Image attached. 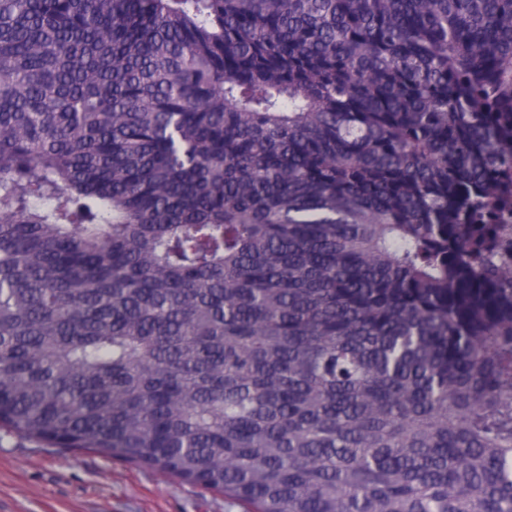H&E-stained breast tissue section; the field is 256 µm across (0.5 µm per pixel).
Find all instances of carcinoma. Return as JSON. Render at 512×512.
Here are the masks:
<instances>
[{"label":"carcinoma","mask_w":512,"mask_h":512,"mask_svg":"<svg viewBox=\"0 0 512 512\" xmlns=\"http://www.w3.org/2000/svg\"><path fill=\"white\" fill-rule=\"evenodd\" d=\"M0 428L512 512V0H0Z\"/></svg>","instance_id":"cac0c4a2"}]
</instances>
